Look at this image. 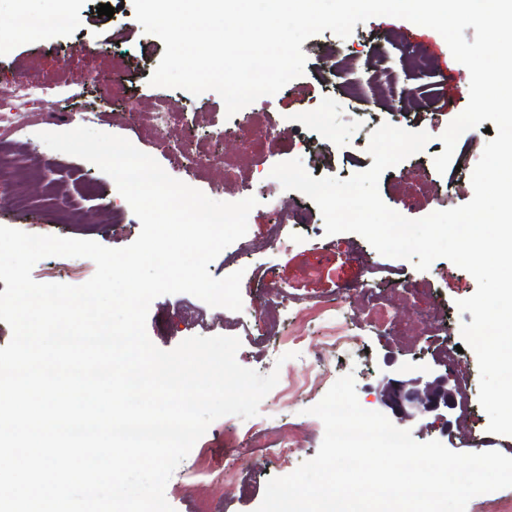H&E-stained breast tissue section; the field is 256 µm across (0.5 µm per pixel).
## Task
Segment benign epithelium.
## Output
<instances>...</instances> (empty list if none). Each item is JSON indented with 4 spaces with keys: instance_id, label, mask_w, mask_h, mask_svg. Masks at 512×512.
Listing matches in <instances>:
<instances>
[{
    "instance_id": "obj_1",
    "label": "benign epithelium",
    "mask_w": 512,
    "mask_h": 512,
    "mask_svg": "<svg viewBox=\"0 0 512 512\" xmlns=\"http://www.w3.org/2000/svg\"><path fill=\"white\" fill-rule=\"evenodd\" d=\"M378 401L400 423L417 415L433 413L441 417L455 408V389L450 386L447 375L427 382L421 377L392 378L387 381Z\"/></svg>"
}]
</instances>
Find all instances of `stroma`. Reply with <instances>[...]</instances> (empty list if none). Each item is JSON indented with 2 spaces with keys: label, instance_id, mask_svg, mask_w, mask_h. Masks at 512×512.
<instances>
[{
  "label": "stroma",
  "instance_id": "1",
  "mask_svg": "<svg viewBox=\"0 0 512 512\" xmlns=\"http://www.w3.org/2000/svg\"><path fill=\"white\" fill-rule=\"evenodd\" d=\"M100 0H72L82 21L16 39L0 50V86L40 74L57 83L42 99L43 113L21 124L6 149L35 155L38 168L30 189L32 201L15 209L13 191L0 188V226L30 234L90 239L109 248L133 243L140 222L124 208L117 224L104 219L112 207V180L94 164L49 149L43 132L87 126L130 140L153 156L174 178L212 199L237 202L256 197L248 216L246 240L251 251L236 261L217 257L208 270L222 278L243 270L242 308H214L185 293L162 295L150 305L146 331L160 349H174L184 339L235 336L248 368L265 375L278 371L279 381L259 407L269 437L282 428H298L306 438L291 456L274 448L246 447L243 464L225 474L224 435L244 432L247 420L228 415L213 421L179 464L165 496L175 512H255L267 481L292 473L314 457L324 437L320 419L309 415L331 387L333 379L350 373L362 408L378 410L377 397L386 378L430 381L450 374L456 408L448 420L428 414L406 422L415 440L453 442L455 451L472 453L479 444L512 457V436L487 430L488 416L479 404V369L472 349L462 345V324L472 315L460 312L458 300L471 296L475 278L451 261L436 259L428 270L413 261L378 253L362 236L326 234L323 219L290 229L284 246H266L269 228L294 206L312 207L310 198L283 190L271 177L272 168L307 154L283 128L300 126L304 136L318 140L330 156L321 176L342 180L367 170L370 134L381 124L401 126V113L429 112L422 125L430 140L425 149L387 169L379 180L384 203L409 219L463 205L471 200L470 166L476 165L489 139L483 128L463 133L457 149H469L468 170L438 172L433 159L444 150L440 140L449 123L467 106L470 73L452 56L435 30L409 21L378 16L357 24L347 38L324 31L301 46L307 63L267 104L252 103L227 115L222 98L213 91L193 95L176 88L154 87L149 79L164 53V44L144 32L134 16L132 0H109L113 17L97 13ZM416 46L432 58L431 73L408 71L400 46ZM109 104L100 107V96ZM135 114H128L129 98ZM258 135L253 146L240 144L237 123ZM212 156L211 164L186 177L178 171L174 151ZM95 273L87 258L51 256L39 260L32 277L40 283L80 285ZM377 289L391 315L390 323L366 326V300L357 291ZM337 304V316L360 339L358 356L339 350L315 360L324 330L319 306ZM309 309L297 319L299 309Z\"/></svg>",
  "mask_w": 512,
  "mask_h": 512
}]
</instances>
